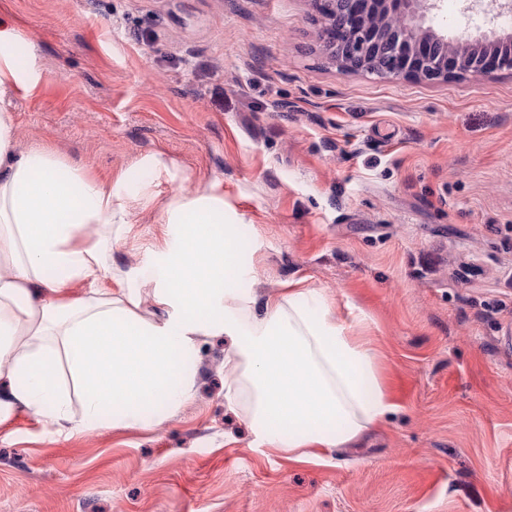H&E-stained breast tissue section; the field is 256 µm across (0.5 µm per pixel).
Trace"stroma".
<instances>
[{
  "mask_svg": "<svg viewBox=\"0 0 512 512\" xmlns=\"http://www.w3.org/2000/svg\"><path fill=\"white\" fill-rule=\"evenodd\" d=\"M40 84L8 103L21 146L102 179L157 156L151 192L216 187L244 285L323 289L360 317L399 411L358 447L251 449L224 404V339L158 424L62 437L0 424V512H512V73L445 82L343 72L311 0H0ZM436 29H500L441 0ZM143 41H132L133 32ZM158 207L112 261L149 268Z\"/></svg>",
  "mask_w": 512,
  "mask_h": 512,
  "instance_id": "35a3bbf8",
  "label": "stroma"
}]
</instances>
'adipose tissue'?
Instances as JSON below:
<instances>
[{
	"label": "adipose tissue",
	"mask_w": 512,
	"mask_h": 512,
	"mask_svg": "<svg viewBox=\"0 0 512 512\" xmlns=\"http://www.w3.org/2000/svg\"><path fill=\"white\" fill-rule=\"evenodd\" d=\"M41 79L34 43L0 22V103ZM161 165L145 160L135 185L90 176L55 151L20 148L0 106V423L23 410L73 434L176 412L193 396L202 336L224 339V399L252 448L319 459L396 413L359 322L296 281L262 300L242 288L223 197L156 202L148 187ZM134 202L158 205L172 238L149 272L112 266ZM106 277L113 287H100ZM79 284L88 292L75 294ZM148 301L162 318L142 314ZM63 365L82 395L77 416Z\"/></svg>",
	"instance_id": "obj_1"
}]
</instances>
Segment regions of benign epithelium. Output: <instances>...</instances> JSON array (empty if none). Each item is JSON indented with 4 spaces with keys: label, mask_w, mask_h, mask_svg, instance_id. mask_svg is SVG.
Wrapping results in <instances>:
<instances>
[{
    "label": "benign epithelium",
    "mask_w": 512,
    "mask_h": 512,
    "mask_svg": "<svg viewBox=\"0 0 512 512\" xmlns=\"http://www.w3.org/2000/svg\"><path fill=\"white\" fill-rule=\"evenodd\" d=\"M323 20L322 39L330 53L342 45L348 55L365 59L381 42L379 29L367 23L371 6L384 21L389 41L383 80L446 81L471 73L512 71V54L492 49L512 41L511 33L494 30L450 39L434 28L430 14L436 0H314Z\"/></svg>",
    "instance_id": "1"
}]
</instances>
